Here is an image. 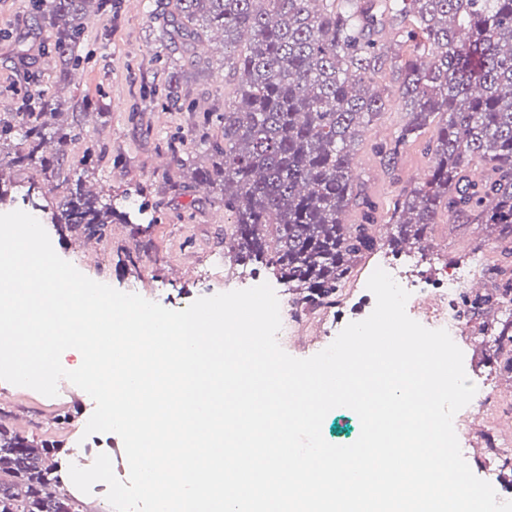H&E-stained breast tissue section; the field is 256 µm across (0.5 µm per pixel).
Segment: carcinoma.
<instances>
[{
  "label": "carcinoma",
  "mask_w": 512,
  "mask_h": 512,
  "mask_svg": "<svg viewBox=\"0 0 512 512\" xmlns=\"http://www.w3.org/2000/svg\"><path fill=\"white\" fill-rule=\"evenodd\" d=\"M92 0H33L35 24L56 28L54 53L64 82L81 65L78 46ZM177 0L160 43L189 49L211 30L224 32V65L245 81L218 117L221 138H201L189 153L172 147L178 169L218 192L234 216V258L269 270L295 291L303 311L332 308L373 251L377 205L360 197L353 151L385 108L373 77L390 69L408 120L378 154L395 170L404 147L436 124L425 180L389 211L394 253L428 238L441 223L475 221L498 231L512 257V0ZM396 27L406 59L380 45ZM246 48L237 50L243 36ZM46 112L0 117V154L12 167L62 170L72 126L52 127ZM25 197L50 210V223L86 238H106L127 212L84 190L82 177L52 207L43 187ZM350 207L357 220L345 223ZM512 304V277L492 294L462 295V313ZM493 357L512 366V314L494 333ZM61 444L35 439L0 412V512H89L59 471Z\"/></svg>",
  "instance_id": "obj_1"
}]
</instances>
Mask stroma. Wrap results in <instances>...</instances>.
Wrapping results in <instances>:
<instances>
[{"instance_id":"35a3bbf8","label":"stroma","mask_w":512,"mask_h":512,"mask_svg":"<svg viewBox=\"0 0 512 512\" xmlns=\"http://www.w3.org/2000/svg\"><path fill=\"white\" fill-rule=\"evenodd\" d=\"M174 4L175 0H116L111 12L93 17L86 26L80 46L84 60L68 82L61 84L53 53L55 29L33 23L30 0H0V115L15 111L25 96L32 98L37 109L59 103L60 113L52 117V124L81 127L67 148L68 155L79 158L92 152L104 156L88 185L111 198L119 209L145 205L147 216L153 219L148 250H141L128 225L116 224L106 239L87 252L70 249L76 233L50 232L56 253L92 280L126 293L137 291L165 308L181 310L198 298L238 290L245 283L243 267L224 241L232 218L216 202L214 189L199 193L176 166H156L157 157L168 154L170 144L186 145L202 135H220L217 121H204L203 116L223 111L239 82L224 67L223 35L211 31L194 48L195 71L179 81L178 108L167 106L163 91L170 78L169 61L179 51L168 47L167 58L161 61L156 49ZM374 82L386 107L365 128L354 158L363 170L359 185L384 209L404 188L414 185L415 173H429L433 158L427 148L429 137L424 134L404 149L396 171L384 168L378 148L392 138L407 116L392 75L375 77ZM386 231L385 225H377L379 245L359 261L340 309H348L356 300L374 266L390 261L429 279L466 267L472 271V281L481 283L487 292L499 284L492 269L503 258L489 225L437 224L425 250L407 249L398 255L388 249ZM134 253L140 259L132 267L127 257ZM499 316L493 308L486 315L461 321L464 368L472 379L494 390L491 404L480 414L467 407L462 410L472 431L458 441L466 462L480 478L498 465V451L504 443H512V373L493 359L488 342L474 336ZM330 318L327 312L295 313L293 335L283 343V350L296 358L316 354ZM72 388L69 382L59 385L54 397L19 390L6 410L24 417V431L35 438L70 445L81 440L95 409L88 394L72 400ZM71 405L78 408L73 421L64 427L53 423L56 409Z\"/></svg>"}]
</instances>
